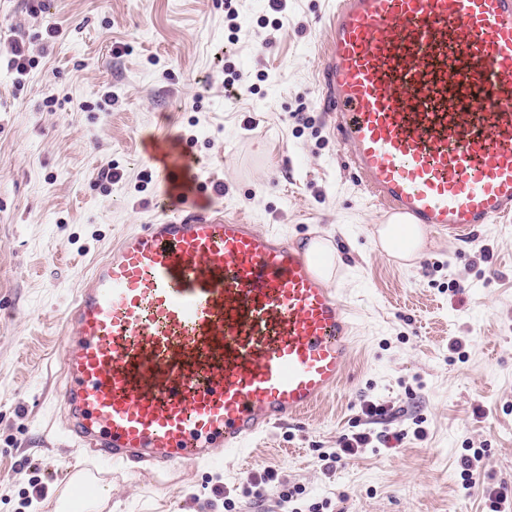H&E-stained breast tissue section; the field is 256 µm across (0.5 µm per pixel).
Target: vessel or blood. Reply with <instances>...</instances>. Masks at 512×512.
I'll use <instances>...</instances> for the list:
<instances>
[{
	"label": "vessel or blood",
	"instance_id": "vessel-or-blood-1",
	"mask_svg": "<svg viewBox=\"0 0 512 512\" xmlns=\"http://www.w3.org/2000/svg\"><path fill=\"white\" fill-rule=\"evenodd\" d=\"M317 72L382 210L472 241L512 218V0H335ZM65 431L139 472L218 463L339 384L354 324L316 262L193 200L125 234L67 317Z\"/></svg>",
	"mask_w": 512,
	"mask_h": 512
}]
</instances>
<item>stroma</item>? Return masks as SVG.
<instances>
[{"label": "stroma", "instance_id": "obj_1", "mask_svg": "<svg viewBox=\"0 0 512 512\" xmlns=\"http://www.w3.org/2000/svg\"><path fill=\"white\" fill-rule=\"evenodd\" d=\"M328 2L233 0L230 19L224 0H40L35 15L0 0V512H54L90 462L54 399L64 319L82 277L159 216V150L187 155L228 217L300 251L332 235L357 344L319 406L221 466L105 468L110 512H489L486 491L512 496V221L469 244L428 233L409 266L376 248L385 216L321 108ZM358 433L369 443L326 465ZM468 448L483 454L467 490Z\"/></svg>", "mask_w": 512, "mask_h": 512}]
</instances>
